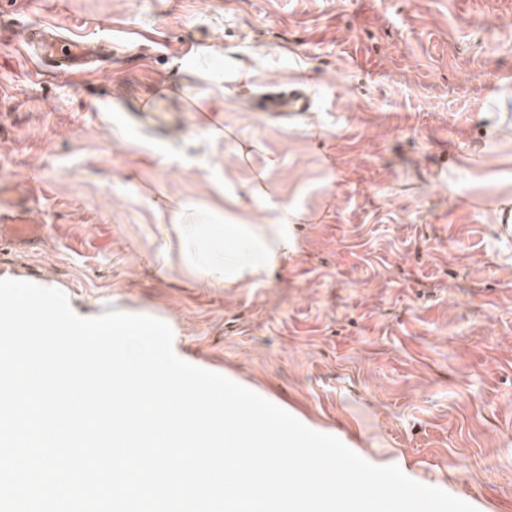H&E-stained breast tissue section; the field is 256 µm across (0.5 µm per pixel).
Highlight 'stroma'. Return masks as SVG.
<instances>
[{"instance_id":"stroma-1","label":"stroma","mask_w":512,"mask_h":512,"mask_svg":"<svg viewBox=\"0 0 512 512\" xmlns=\"http://www.w3.org/2000/svg\"><path fill=\"white\" fill-rule=\"evenodd\" d=\"M32 26L136 42L33 76ZM512 0H17L0 5V178L37 181L44 245L0 278L83 313L148 315L198 357L375 465L512 512ZM312 99L281 120L272 85ZM160 102L164 128L121 118ZM306 211L260 280L203 283L163 241L172 195Z\"/></svg>"}]
</instances>
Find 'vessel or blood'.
I'll use <instances>...</instances> for the list:
<instances>
[{"label": "vessel or blood", "instance_id": "1", "mask_svg": "<svg viewBox=\"0 0 512 512\" xmlns=\"http://www.w3.org/2000/svg\"><path fill=\"white\" fill-rule=\"evenodd\" d=\"M310 106L309 97L296 90L267 95L259 103L261 112L276 118L297 115ZM33 191L29 182L0 183V249L32 248L47 239V225L35 223L31 217Z\"/></svg>", "mask_w": 512, "mask_h": 512}]
</instances>
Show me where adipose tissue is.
Masks as SVG:
<instances>
[{
	"instance_id": "adipose-tissue-1",
	"label": "adipose tissue",
	"mask_w": 512,
	"mask_h": 512,
	"mask_svg": "<svg viewBox=\"0 0 512 512\" xmlns=\"http://www.w3.org/2000/svg\"><path fill=\"white\" fill-rule=\"evenodd\" d=\"M262 222L238 218L225 223L223 236L212 232L209 211L170 198L167 208L171 230L191 256L202 281L214 288L250 282L272 271L293 245L291 230L303 214L268 200Z\"/></svg>"
}]
</instances>
